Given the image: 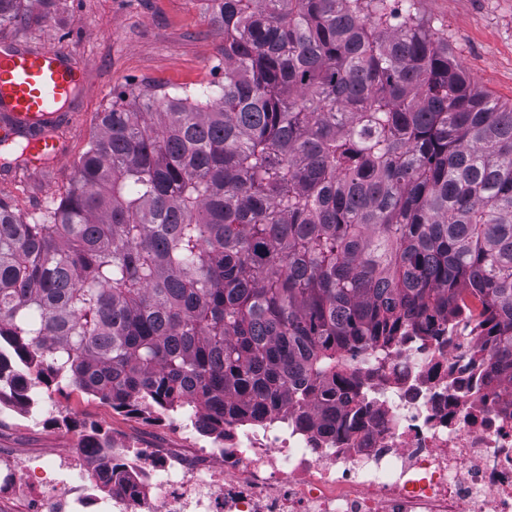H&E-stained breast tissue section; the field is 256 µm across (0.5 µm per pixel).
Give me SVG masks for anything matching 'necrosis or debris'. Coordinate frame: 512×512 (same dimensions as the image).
<instances>
[{"label": "necrosis or debris", "mask_w": 512, "mask_h": 512, "mask_svg": "<svg viewBox=\"0 0 512 512\" xmlns=\"http://www.w3.org/2000/svg\"><path fill=\"white\" fill-rule=\"evenodd\" d=\"M482 346L459 316L359 354L361 411L332 421L284 407L259 425L225 421L220 438L194 415L46 460L0 450V499L26 512H512V410L474 358Z\"/></svg>", "instance_id": "necrosis-or-debris-1"}]
</instances>
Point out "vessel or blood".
Instances as JSON below:
<instances>
[{
    "instance_id": "b4317fda",
    "label": "vessel or blood",
    "mask_w": 512,
    "mask_h": 512,
    "mask_svg": "<svg viewBox=\"0 0 512 512\" xmlns=\"http://www.w3.org/2000/svg\"><path fill=\"white\" fill-rule=\"evenodd\" d=\"M84 87V76L57 48L0 51V137H27L35 155L49 151L61 109Z\"/></svg>"
}]
</instances>
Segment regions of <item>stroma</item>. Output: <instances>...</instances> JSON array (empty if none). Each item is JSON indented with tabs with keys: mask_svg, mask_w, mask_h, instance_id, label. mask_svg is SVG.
Masks as SVG:
<instances>
[{
	"mask_svg": "<svg viewBox=\"0 0 512 512\" xmlns=\"http://www.w3.org/2000/svg\"><path fill=\"white\" fill-rule=\"evenodd\" d=\"M420 13L443 29L462 67L503 102L512 101V0H420ZM54 47L85 76L54 128L60 159L15 164L0 157V199L31 217L57 202L74 164L98 131V114L139 90L177 94L224 80V30L208 19L205 0H54L43 10L28 0L20 17L0 27V46ZM66 415L29 428L0 416V448L44 454L73 445L90 427L126 432L136 420L64 386L54 391Z\"/></svg>",
	"mask_w": 512,
	"mask_h": 512,
	"instance_id": "stroma-1",
	"label": "stroma"
}]
</instances>
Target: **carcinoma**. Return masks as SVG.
I'll use <instances>...</instances> for the list:
<instances>
[{
	"instance_id": "obj_1",
	"label": "carcinoma",
	"mask_w": 512,
	"mask_h": 512,
	"mask_svg": "<svg viewBox=\"0 0 512 512\" xmlns=\"http://www.w3.org/2000/svg\"><path fill=\"white\" fill-rule=\"evenodd\" d=\"M416 2L209 0L218 90L112 102L57 203L0 200V398L309 421L468 296L512 404V102Z\"/></svg>"
}]
</instances>
